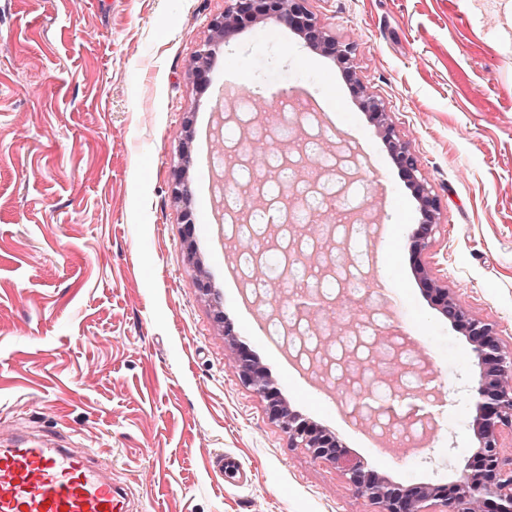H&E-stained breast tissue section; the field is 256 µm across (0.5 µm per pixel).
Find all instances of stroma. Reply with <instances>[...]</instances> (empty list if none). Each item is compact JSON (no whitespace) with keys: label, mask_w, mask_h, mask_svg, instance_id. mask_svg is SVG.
Instances as JSON below:
<instances>
[{"label":"stroma","mask_w":512,"mask_h":512,"mask_svg":"<svg viewBox=\"0 0 512 512\" xmlns=\"http://www.w3.org/2000/svg\"><path fill=\"white\" fill-rule=\"evenodd\" d=\"M226 0H0V442L89 448L112 465L130 512H372L335 468L316 461L240 381L224 311L292 411L335 433L350 456L395 483L449 486L474 448L465 337L424 295L406 245L418 203L336 60L270 22L216 54L206 91L187 67ZM337 41L356 47L358 78L383 98L441 202L430 250L448 287L496 322L512 349V0H309ZM276 84L311 87L333 114V152L365 165L350 189L366 227L345 264L385 257L313 318L342 335L363 304L403 338L419 371L413 399L443 405L416 454L349 424L320 379L286 364L257 330L276 301L244 295L236 256L204 230L185 238L170 192L182 146L194 198L235 172L213 163L225 112ZM204 269L218 301L196 286ZM390 279L395 309L376 288ZM251 474L225 485L213 454Z\"/></svg>","instance_id":"stroma-1"}]
</instances>
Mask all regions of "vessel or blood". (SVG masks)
<instances>
[{
	"label": "vessel or blood",
	"mask_w": 512,
	"mask_h": 512,
	"mask_svg": "<svg viewBox=\"0 0 512 512\" xmlns=\"http://www.w3.org/2000/svg\"><path fill=\"white\" fill-rule=\"evenodd\" d=\"M108 472L70 448L0 445V512H127Z\"/></svg>",
	"instance_id": "1"
}]
</instances>
